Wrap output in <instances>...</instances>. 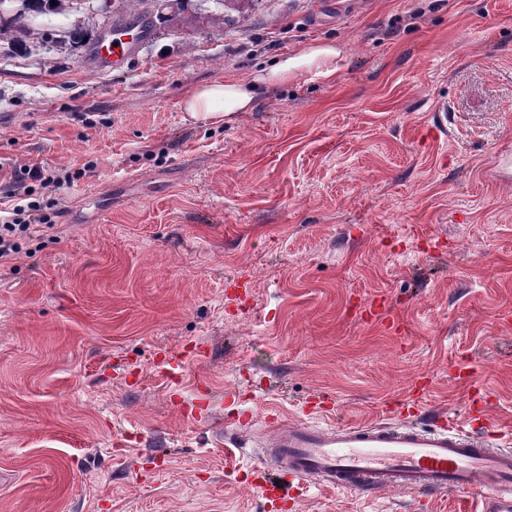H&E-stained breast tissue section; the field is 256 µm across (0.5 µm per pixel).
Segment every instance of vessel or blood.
Returning <instances> with one entry per match:
<instances>
[{
    "mask_svg": "<svg viewBox=\"0 0 512 512\" xmlns=\"http://www.w3.org/2000/svg\"><path fill=\"white\" fill-rule=\"evenodd\" d=\"M145 37L139 24L114 29L94 44L91 56L101 68L120 70ZM416 413L430 415V424L389 415L363 425L323 428L249 412L237 421L244 427L261 425L266 436L252 482L266 499L300 496L313 485L354 493L462 490L483 494L496 512H512V448L498 443L494 424L478 432L469 420L429 414L422 403Z\"/></svg>",
    "mask_w": 512,
    "mask_h": 512,
    "instance_id": "1",
    "label": "vessel or blood"
}]
</instances>
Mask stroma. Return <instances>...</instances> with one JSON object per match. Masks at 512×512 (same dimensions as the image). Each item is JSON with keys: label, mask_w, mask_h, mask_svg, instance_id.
I'll use <instances>...</instances> for the list:
<instances>
[{"label": "stroma", "mask_w": 512, "mask_h": 512, "mask_svg": "<svg viewBox=\"0 0 512 512\" xmlns=\"http://www.w3.org/2000/svg\"><path fill=\"white\" fill-rule=\"evenodd\" d=\"M76 21L40 18L54 52L0 48V172L75 175L53 237L0 271V512H269L242 482L260 432L221 438L234 416L330 427L418 394L460 414L466 369L512 438V0H252L112 73ZM318 42L343 49L334 81L183 112ZM482 506L314 488L278 512ZM199 398L197 403L187 406V412L197 421H207L211 412V389L207 382H201L198 385Z\"/></svg>", "instance_id": "stroma-1"}]
</instances>
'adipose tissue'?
I'll return each mask as SVG.
<instances>
[{
    "mask_svg": "<svg viewBox=\"0 0 512 512\" xmlns=\"http://www.w3.org/2000/svg\"><path fill=\"white\" fill-rule=\"evenodd\" d=\"M339 54V49L331 43L303 46L281 56L273 67L259 70L249 79H227L194 87L184 98V110L196 119L216 120L254 111L264 92L301 75L312 72L328 80L334 79Z\"/></svg>",
    "mask_w": 512,
    "mask_h": 512,
    "instance_id": "obj_1",
    "label": "adipose tissue"
}]
</instances>
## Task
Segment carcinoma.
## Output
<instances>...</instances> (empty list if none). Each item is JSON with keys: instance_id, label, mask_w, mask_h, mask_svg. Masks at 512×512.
<instances>
[{"instance_id": "cac0c4a2", "label": "carcinoma", "mask_w": 512, "mask_h": 512, "mask_svg": "<svg viewBox=\"0 0 512 512\" xmlns=\"http://www.w3.org/2000/svg\"><path fill=\"white\" fill-rule=\"evenodd\" d=\"M251 0H200L198 12L183 17L190 0H112V14L94 9L91 0H13L11 24L0 25V42L7 44L15 53H28L42 48L49 39L43 32L27 24V21L49 15H67L82 9L88 13V21L75 24L68 36L72 43L83 47L95 43L108 27L129 17L147 18L151 27L160 24L186 21L198 28L215 27L226 23L230 14L245 18Z\"/></svg>"}]
</instances>
